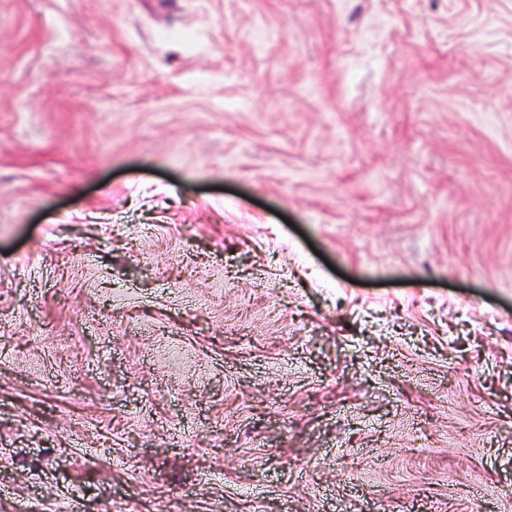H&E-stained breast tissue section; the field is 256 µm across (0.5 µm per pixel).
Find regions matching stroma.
Here are the masks:
<instances>
[{"instance_id":"35a3bbf8","label":"stroma","mask_w":512,"mask_h":512,"mask_svg":"<svg viewBox=\"0 0 512 512\" xmlns=\"http://www.w3.org/2000/svg\"><path fill=\"white\" fill-rule=\"evenodd\" d=\"M0 512H512V0H0Z\"/></svg>"}]
</instances>
